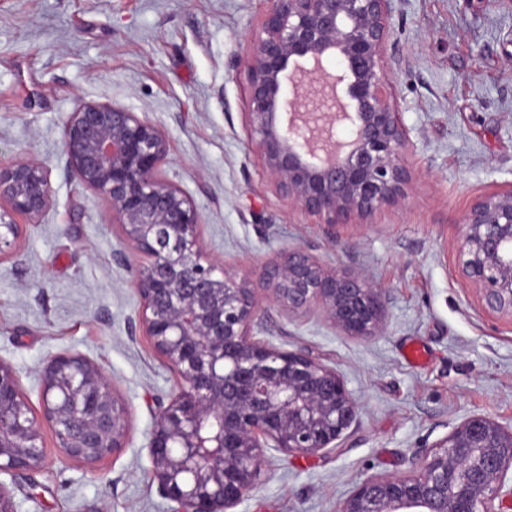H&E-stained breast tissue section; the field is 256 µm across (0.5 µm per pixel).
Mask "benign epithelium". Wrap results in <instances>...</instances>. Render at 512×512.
Masks as SVG:
<instances>
[{"mask_svg": "<svg viewBox=\"0 0 512 512\" xmlns=\"http://www.w3.org/2000/svg\"><path fill=\"white\" fill-rule=\"evenodd\" d=\"M395 0H269L245 66L251 149L288 204L328 225L368 221L402 204L415 179L412 129L398 112L386 51ZM336 69L326 72L323 64ZM168 142L123 107L87 102L64 128L79 181L103 195L124 244L149 258L132 285L140 324L181 383L160 408L151 468L176 512H237L263 449L336 448L359 405L343 377L301 351L253 337L262 303L317 311L348 336L385 332L386 289L361 270L331 268L304 247L279 252L259 279L203 255L189 198L161 174ZM52 204L47 165L0 166V257ZM459 274L486 306L512 316V185L480 196L459 221ZM42 419L67 458L97 462L127 445L128 408L103 371L76 353L42 371ZM40 422L0 362V472L42 461ZM512 426L472 415L405 475L362 481L339 512H502L512 502Z\"/></svg>", "mask_w": 512, "mask_h": 512, "instance_id": "obj_1", "label": "benign epithelium"}]
</instances>
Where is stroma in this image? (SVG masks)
<instances>
[{
	"label": "stroma",
	"instance_id": "1",
	"mask_svg": "<svg viewBox=\"0 0 512 512\" xmlns=\"http://www.w3.org/2000/svg\"><path fill=\"white\" fill-rule=\"evenodd\" d=\"M267 0H0V164L48 167L52 207L0 259V361L33 413L59 353L98 365L129 411L126 447L68 459L42 424L43 464L2 472L17 512H173L151 471L155 416L180 378L144 330L126 248L107 201L67 164L64 126L82 104L116 105L155 124L164 179L197 210L206 255L259 277L302 246L365 271L386 289L383 335L359 339L315 313L268 309L256 339L333 366L359 404L338 448L265 451L238 512H339L363 480L407 474L471 415L512 425V316L486 309L458 273L457 223L481 195L512 184V8L487 0H395L397 109L412 130L417 178L404 206L368 224L321 223L288 205L248 141L247 75L237 62ZM414 344L427 358L406 356Z\"/></svg>",
	"mask_w": 512,
	"mask_h": 512
}]
</instances>
